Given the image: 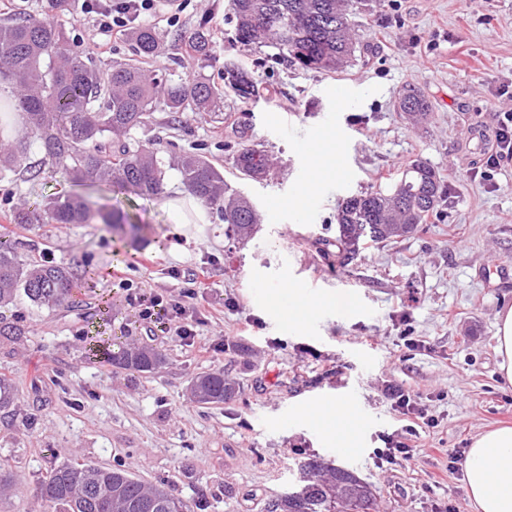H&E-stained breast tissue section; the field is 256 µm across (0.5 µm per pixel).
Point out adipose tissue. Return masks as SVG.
Returning <instances> with one entry per match:
<instances>
[{
	"instance_id": "1",
	"label": "adipose tissue",
	"mask_w": 512,
	"mask_h": 512,
	"mask_svg": "<svg viewBox=\"0 0 512 512\" xmlns=\"http://www.w3.org/2000/svg\"><path fill=\"white\" fill-rule=\"evenodd\" d=\"M165 207L178 236L189 225L211 221L208 207L187 192L167 198ZM464 476L478 512H512V427L491 429L473 438Z\"/></svg>"
}]
</instances>
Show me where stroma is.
<instances>
[{
	"label": "stroma",
	"mask_w": 512,
	"mask_h": 512,
	"mask_svg": "<svg viewBox=\"0 0 512 512\" xmlns=\"http://www.w3.org/2000/svg\"><path fill=\"white\" fill-rule=\"evenodd\" d=\"M149 17L164 37L155 66L220 80L224 61L253 66L265 95L249 105L228 102L219 116H189L172 129L139 132L148 147L199 148L224 171L261 215L252 240L229 245L219 217L173 234L163 198L74 185L62 166L40 162L33 180L0 179V225L21 254L68 265L93 282L68 303L38 307L18 297L6 312L24 325L19 342L0 338V375L17 390L0 417V461L17 486L0 512H56L35 495L52 468L78 461L118 466L148 484L165 483L188 512H265L274 496L298 482L297 463L330 457L320 427L282 426L317 395L354 397L365 417L355 459H341L375 489L374 512H475L462 454L478 434L512 426V384L497 371L498 313L512 306V283L486 287L480 271L512 261V160L493 180L478 178L484 154L469 142L474 127L491 129L512 111V0H380L358 16L368 51L336 73L260 66L258 50L235 41L228 0H181ZM206 24L213 56L190 62L176 32ZM351 88L336 101L333 85ZM409 88L432 104L430 120L405 118L397 101ZM290 117L287 130L275 123ZM316 130L333 145L335 171L294 207L310 177L296 142ZM266 150L274 168L256 182L240 178L233 154L243 145ZM427 161L449 184L443 214L415 234L368 243L347 265L336 262V213L342 199L388 190L414 159ZM85 195L136 214L138 234L105 224H19L24 202ZM139 282L145 294L179 295L185 274L207 268L213 285L197 298L204 314L194 338L183 340L141 321L110 270ZM180 277H173V270ZM315 291L320 313L308 329L282 330L270 300L287 285ZM124 347L160 350L165 361L136 374L99 360L93 334ZM419 347L409 350L404 336ZM222 372L235 397L202 405L193 380ZM419 404L425 428L409 459L377 465L374 452L401 440L403 423L391 392ZM457 457H449V450Z\"/></svg>",
	"instance_id": "35a3bbf8"
}]
</instances>
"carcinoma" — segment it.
I'll return each instance as SVG.
<instances>
[{"mask_svg":"<svg viewBox=\"0 0 512 512\" xmlns=\"http://www.w3.org/2000/svg\"><path fill=\"white\" fill-rule=\"evenodd\" d=\"M76 0H42L38 15L0 19V78L14 86L23 111V133L0 144V176H39L28 163L29 146L39 143L46 158L63 166L73 182L109 186L140 196L165 193L167 173L224 218V236L238 243L251 238L260 215L251 201L224 182V172L200 153L163 154L140 144L138 131L167 116L183 123L188 113L224 111V98L242 104L260 93L254 72L224 62V86L202 74L174 77L151 67L160 53L161 34L141 25L129 33L134 58L104 71L92 57L66 49V31L54 22L74 12ZM235 41L243 47H272L275 63L335 73L364 47L354 36L355 17L370 11V0H230ZM193 57L211 56V32L203 26L176 34ZM413 119L431 114V103L407 89L397 102ZM241 178L262 180L272 162L265 151L244 146L233 157ZM447 187L428 162L408 163L387 192L345 197L336 214V261L343 264L370 242L400 239L427 223ZM129 216L92 209L81 198L57 197L34 203L18 215L19 224H123ZM78 284L63 264L23 258L17 245L0 237V308L23 294L37 306L71 300ZM164 361L148 347L121 348L112 363L130 372H149ZM201 404L222 403L236 387L222 373H206L192 384ZM15 388L0 375V412L15 406ZM37 495L59 505V512H187L162 483L146 485L119 467L74 462L52 469ZM373 487L354 471L312 455L299 465L298 489L266 503L265 512H371Z\"/></svg>","mask_w":512,"mask_h":512,"instance_id":"carcinoma-1","label":"carcinoma"}]
</instances>
